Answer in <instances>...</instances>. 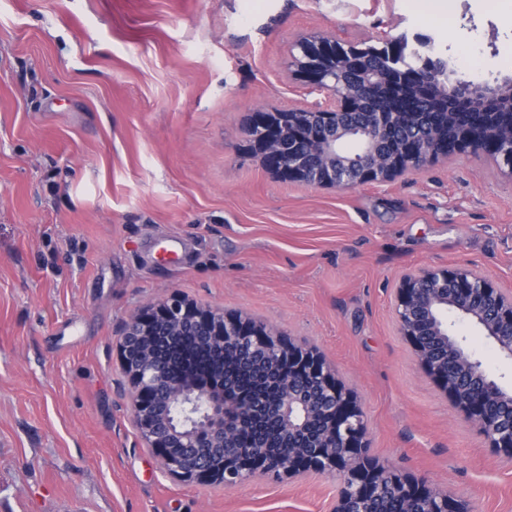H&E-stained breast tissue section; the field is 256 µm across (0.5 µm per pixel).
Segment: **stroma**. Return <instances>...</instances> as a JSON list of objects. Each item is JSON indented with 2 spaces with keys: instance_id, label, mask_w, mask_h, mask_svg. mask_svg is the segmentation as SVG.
Wrapping results in <instances>:
<instances>
[{
  "instance_id": "35a3bbf8",
  "label": "stroma",
  "mask_w": 512,
  "mask_h": 512,
  "mask_svg": "<svg viewBox=\"0 0 512 512\" xmlns=\"http://www.w3.org/2000/svg\"><path fill=\"white\" fill-rule=\"evenodd\" d=\"M305 34L429 35L453 77L512 79V0H0V512H333L336 477L233 486L167 475L132 421L118 339L172 293L316 347L366 413L368 453L467 512H512V461L398 330L409 272L471 264L512 293V176L451 153L314 189L246 146L253 112L311 102ZM179 240L177 253L164 249ZM486 371L512 360L457 320ZM414 10L427 18L447 19L453 10V0H413Z\"/></svg>"
}]
</instances>
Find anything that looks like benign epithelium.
<instances>
[{"label":"benign epithelium","instance_id":"7a95c632","mask_svg":"<svg viewBox=\"0 0 512 512\" xmlns=\"http://www.w3.org/2000/svg\"><path fill=\"white\" fill-rule=\"evenodd\" d=\"M406 37L384 48H342L336 38L314 35L292 46L295 68L315 104L261 110L244 129L252 152L278 178L314 188L386 182L452 152L484 154L512 173V81L492 85L477 96L472 81L449 83L436 66L413 71L401 60ZM453 101L481 111L483 124L454 131L432 125L383 148L384 137L412 122L422 104ZM352 141L356 148L346 151ZM400 333L419 363L464 417L475 424L490 448L512 459V417L496 413L505 391L458 338L448 314L478 325L500 352L512 358V295L467 265L420 269L406 274L396 289ZM188 331L203 337L215 353L229 358L245 346L279 368L281 398L270 411L288 445L275 457L264 447L236 446L238 432L259 406L232 400L220 385L201 389L184 374L173 376L155 360L160 336ZM129 383L132 421L147 447L170 475L184 481L244 482L263 473L335 474L342 480L335 512H365L389 479L400 489L402 509L463 512L448 494L425 481L381 469L363 445L364 413L335 370L315 351L287 343L274 329L241 316L203 308L179 294L144 306L126 324L119 340ZM325 425L312 449L301 443L309 422Z\"/></svg>","mask_w":512,"mask_h":512}]
</instances>
